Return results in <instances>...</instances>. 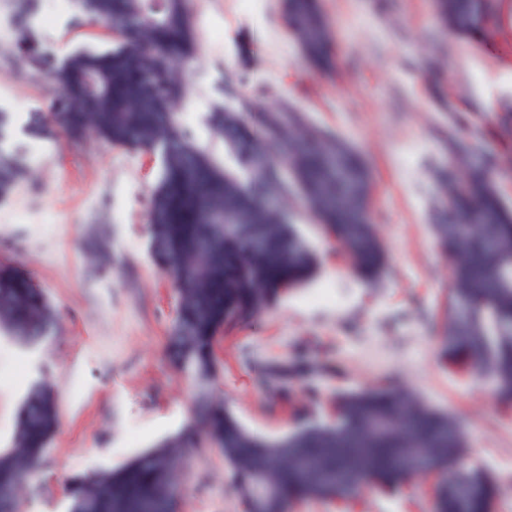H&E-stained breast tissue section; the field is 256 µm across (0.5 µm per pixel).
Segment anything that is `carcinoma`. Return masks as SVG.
Listing matches in <instances>:
<instances>
[{"label":"carcinoma","instance_id":"carcinoma-1","mask_svg":"<svg viewBox=\"0 0 512 512\" xmlns=\"http://www.w3.org/2000/svg\"><path fill=\"white\" fill-rule=\"evenodd\" d=\"M79 19L114 30L119 45L77 50L62 61L31 54L26 74L47 75L58 89L53 121L71 138L160 159L150 197L155 262L179 297L168 355L189 382L203 426L187 425L126 465L77 479L67 512H178L175 463L185 448H216L244 501L264 485L276 489L266 512L292 501H337L360 489L395 491L436 469L442 482L432 512H493L498 488L483 468L465 464L459 424L407 390L387 383L336 394V417H302L277 447L249 431L215 399L224 327L248 321L288 289L311 278L316 257L286 209L265 200H302L323 237L350 256L371 283L386 274L385 247L370 206L371 169L353 145L306 121L290 105L276 111L211 113L212 136L231 162L218 158L183 127L178 103L187 88L175 61L194 52L187 0H72ZM436 16L458 37L486 24L471 0H433ZM290 33L316 68H335L334 38L319 0H284ZM288 165L292 180L281 181ZM459 173L439 170L430 235L448 257L445 307L438 336L442 355L478 372L495 399L512 404V209L500 199L490 168L461 151ZM207 245L205 255L199 246ZM55 321L45 293L17 272L0 271V337L18 332L23 349L50 338ZM298 370L267 369L263 383L282 391ZM58 405L42 380L30 383L11 443L0 448V512H15L18 475L41 460L56 432Z\"/></svg>","mask_w":512,"mask_h":512}]
</instances>
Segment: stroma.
I'll return each instance as SVG.
<instances>
[{
    "label": "stroma",
    "mask_w": 512,
    "mask_h": 512,
    "mask_svg": "<svg viewBox=\"0 0 512 512\" xmlns=\"http://www.w3.org/2000/svg\"><path fill=\"white\" fill-rule=\"evenodd\" d=\"M39 23L25 26L20 0H0V110L15 162L0 192V266L32 277L54 305L59 328L34 350L0 339V446L11 440L28 382L48 375L59 426L41 470L18 497V512H66L65 487L131 461L176 434L192 416L191 388L166 357L179 298L151 256L146 215L155 155L104 141H70L50 121L48 81L19 75L38 50L64 59L106 50L109 31L76 26L56 0H33ZM487 35L460 39L439 23L432 0H321L336 35L337 67L309 68L289 35L282 0H189L197 52L186 65L181 118L216 154L211 112L223 108L228 75L245 76L255 103L285 101L311 122L361 149L372 176V208L387 273L361 280L349 256L289 203L319 264L273 309L226 328L216 348V395L252 432L276 436L297 413H334L336 390L391 381L448 412L463 429L467 456L497 480L495 512H512V410L462 366L442 359L435 328L448 265L433 248L428 216L434 171L453 136L483 147L503 201L512 206V0H498ZM253 52L242 58L239 47ZM116 265L93 266L95 241ZM302 372L274 398L262 377L276 363ZM180 512H243L222 454L192 448L177 466ZM431 478L395 493L369 491L336 502L305 501L295 512H430Z\"/></svg>",
    "instance_id": "35a3bbf8"
}]
</instances>
